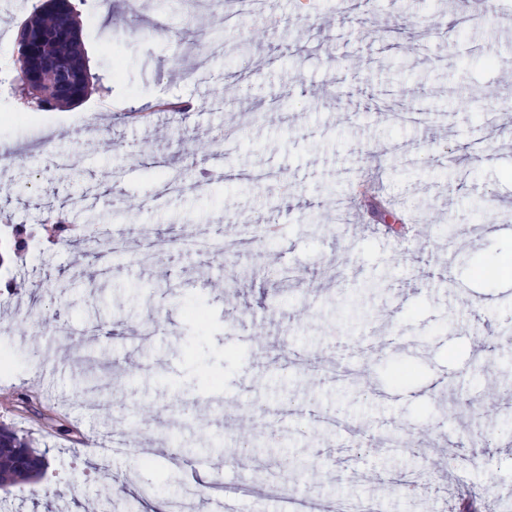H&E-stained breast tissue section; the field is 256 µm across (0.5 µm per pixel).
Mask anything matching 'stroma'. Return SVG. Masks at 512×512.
Returning <instances> with one entry per match:
<instances>
[{"label": "stroma", "mask_w": 512, "mask_h": 512, "mask_svg": "<svg viewBox=\"0 0 512 512\" xmlns=\"http://www.w3.org/2000/svg\"><path fill=\"white\" fill-rule=\"evenodd\" d=\"M41 2L0 0L1 69L17 73L18 29ZM72 3L98 88L51 111L0 95V223L61 212L79 227L68 246L0 261L18 284L0 297V424L49 462L40 481L0 489V512H84L105 497L147 512L148 486L186 512H219L228 491L248 510L250 488L294 452L325 473L291 471L298 494L415 512L400 480L419 463L391 443L398 421L483 447L458 485L512 490V354L490 362L470 341L477 327L512 338V277L473 275L512 253V0L466 20L448 0L354 15L344 0H265L270 25L213 0ZM190 22L234 51L199 64ZM161 98L194 110L167 114L162 134L127 123ZM175 168L203 188L165 193ZM228 212L276 225L273 243L230 262L171 248L178 234L223 238ZM448 223L464 237L454 251ZM104 230L120 254L88 251ZM87 355L110 365L123 412L81 398ZM400 362L416 370L405 384L391 377ZM254 399L284 412L275 431L258 424L244 484L225 428ZM125 423L139 448L73 445ZM182 428L220 442L221 490L196 496L200 455L159 452Z\"/></svg>", "instance_id": "1"}]
</instances>
